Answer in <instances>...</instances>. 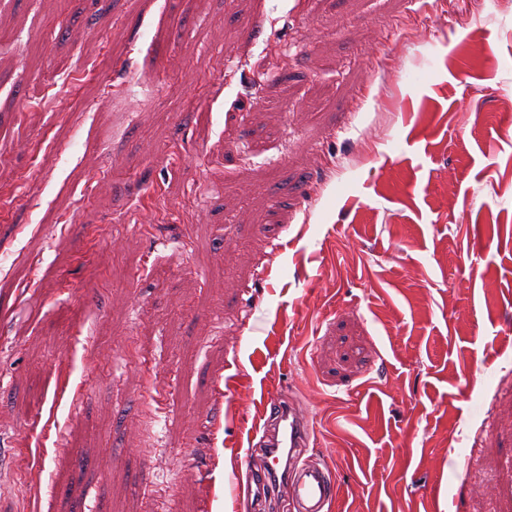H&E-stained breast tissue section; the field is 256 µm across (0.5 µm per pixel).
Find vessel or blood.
<instances>
[{
	"label": "vessel or blood",
	"instance_id": "obj_1",
	"mask_svg": "<svg viewBox=\"0 0 512 512\" xmlns=\"http://www.w3.org/2000/svg\"><path fill=\"white\" fill-rule=\"evenodd\" d=\"M311 433L310 419L292 402L273 400L260 439L268 457L266 467L258 472L251 470L249 458L240 461L256 491L282 485L291 512H329L335 495L326 469L297 461Z\"/></svg>",
	"mask_w": 512,
	"mask_h": 512
}]
</instances>
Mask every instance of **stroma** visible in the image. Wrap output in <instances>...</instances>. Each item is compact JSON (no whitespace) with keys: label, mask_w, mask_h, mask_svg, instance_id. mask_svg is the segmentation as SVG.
Listing matches in <instances>:
<instances>
[{"label":"stroma","mask_w":512,"mask_h":512,"mask_svg":"<svg viewBox=\"0 0 512 512\" xmlns=\"http://www.w3.org/2000/svg\"><path fill=\"white\" fill-rule=\"evenodd\" d=\"M469 18L0 0V512H237L277 395L330 512H512V0Z\"/></svg>","instance_id":"1"}]
</instances>
